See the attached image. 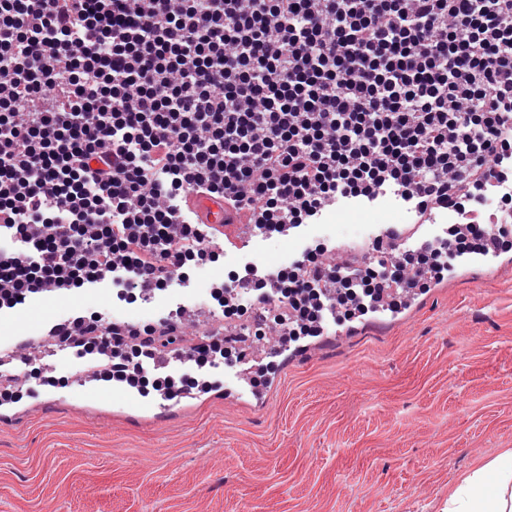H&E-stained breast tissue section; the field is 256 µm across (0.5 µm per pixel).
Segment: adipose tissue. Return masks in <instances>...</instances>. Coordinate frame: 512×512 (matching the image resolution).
Masks as SVG:
<instances>
[{
    "label": "adipose tissue",
    "mask_w": 512,
    "mask_h": 512,
    "mask_svg": "<svg viewBox=\"0 0 512 512\" xmlns=\"http://www.w3.org/2000/svg\"><path fill=\"white\" fill-rule=\"evenodd\" d=\"M445 512H512V450L464 475L449 490Z\"/></svg>",
    "instance_id": "1"
}]
</instances>
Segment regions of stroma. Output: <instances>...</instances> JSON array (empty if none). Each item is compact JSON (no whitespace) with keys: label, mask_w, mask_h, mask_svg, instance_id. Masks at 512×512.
<instances>
[{"label":"stroma","mask_w":512,"mask_h":512,"mask_svg":"<svg viewBox=\"0 0 512 512\" xmlns=\"http://www.w3.org/2000/svg\"><path fill=\"white\" fill-rule=\"evenodd\" d=\"M302 231L247 254L264 272L292 262ZM456 267L394 316L267 357L277 380L261 403L228 397L221 364L208 392L166 411L133 390L86 401L71 384L83 358L60 352L52 375L68 386L30 378L0 405V512H444L449 487L512 448V244L490 270ZM243 268L226 255L150 303L108 288L32 297L0 331L35 335L71 308L154 322L209 306Z\"/></svg>","instance_id":"1"}]
</instances>
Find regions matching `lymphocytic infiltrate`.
I'll use <instances>...</instances> for the list:
<instances>
[{
	"label": "lymphocytic infiltrate",
	"mask_w": 512,
	"mask_h": 512,
	"mask_svg": "<svg viewBox=\"0 0 512 512\" xmlns=\"http://www.w3.org/2000/svg\"><path fill=\"white\" fill-rule=\"evenodd\" d=\"M512 173V0H0V310L40 290L116 279L128 301L216 262L202 190L260 228L308 224L391 187L433 210ZM464 232L345 276L325 246L258 277L277 312L260 335L318 336L326 313L377 311L486 252ZM111 351L102 377L142 395L209 389L153 378L175 311L133 350L105 312L73 318Z\"/></svg>",
	"instance_id": "lymphocytic-infiltrate-1"
}]
</instances>
